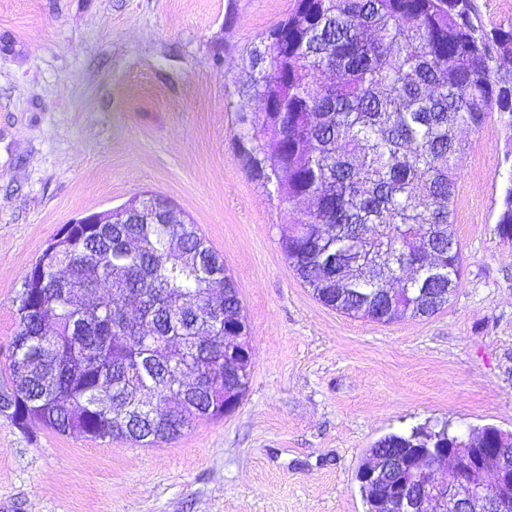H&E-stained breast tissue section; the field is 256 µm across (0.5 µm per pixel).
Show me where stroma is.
Instances as JSON below:
<instances>
[{
    "mask_svg": "<svg viewBox=\"0 0 512 512\" xmlns=\"http://www.w3.org/2000/svg\"><path fill=\"white\" fill-rule=\"evenodd\" d=\"M295 0H0V387L17 294L60 227L169 197L221 255L250 325L234 412L154 447L0 417V512H366L355 479L391 432H512V179L496 118L461 128L463 270L436 314L390 324L323 305L280 248L292 214L253 178L242 63ZM496 232L503 242L512 244V179L504 187Z\"/></svg>",
    "mask_w": 512,
    "mask_h": 512,
    "instance_id": "1",
    "label": "stroma"
}]
</instances>
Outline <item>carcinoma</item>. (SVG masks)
<instances>
[{"label":"carcinoma","mask_w":512,"mask_h":512,"mask_svg":"<svg viewBox=\"0 0 512 512\" xmlns=\"http://www.w3.org/2000/svg\"><path fill=\"white\" fill-rule=\"evenodd\" d=\"M475 13L474 0H296L262 39L246 93L265 113L239 115V139L262 184L312 201L282 250L323 304L391 323L435 313L421 289L457 287L455 131L495 113L512 147V76L497 65L512 23L488 32ZM325 70L336 83L318 82ZM167 202L151 194L130 223L74 224L43 250L16 301L0 417L153 447L224 416V392L248 387L224 369V337L244 319L237 287L196 225L159 223ZM496 232L512 244V181ZM213 281L224 318L209 326ZM103 283L108 296L88 302ZM421 441L416 427L378 443ZM428 445L467 447L447 425Z\"/></svg>","instance_id":"obj_1"}]
</instances>
